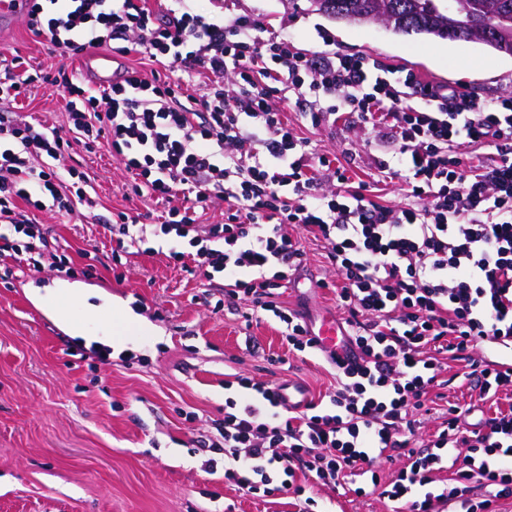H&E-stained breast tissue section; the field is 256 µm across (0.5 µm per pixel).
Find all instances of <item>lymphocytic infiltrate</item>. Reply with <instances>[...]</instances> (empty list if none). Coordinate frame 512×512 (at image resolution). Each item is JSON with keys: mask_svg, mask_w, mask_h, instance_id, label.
<instances>
[{"mask_svg": "<svg viewBox=\"0 0 512 512\" xmlns=\"http://www.w3.org/2000/svg\"><path fill=\"white\" fill-rule=\"evenodd\" d=\"M48 3L57 16L45 17ZM191 3L169 0L159 16L148 0H36L27 26L61 53L134 50L206 81L181 99L130 67L107 90L62 71L53 82L71 98L67 129L0 113V223L13 229L0 233V258L31 264L48 248L27 208H95L86 175L61 157L103 140L137 176L136 192L168 203L162 231L192 247L170 260L223 273L225 299L273 313L301 352L315 345L310 331L276 299L304 259L289 232L302 228L323 243L340 279L336 298L360 361H331L328 405L288 417L273 386L238 377L244 395L227 402L217 437L197 441L209 467L223 465L225 482L251 494L275 473L296 498L307 485L333 491L366 474L370 485L356 494L402 512H499L512 501V410L470 427V408L453 405L424 447L411 438L449 364H463L481 401L512 389V356L474 353L479 339L512 352V97L486 104L465 87L424 85L370 57L309 55L260 19L199 13ZM279 93L306 101L312 126L348 112L370 125L385 152L377 169L402 180L411 204H381L327 157H309ZM411 95L423 106L407 105ZM462 144L488 148L486 160L462 170ZM218 200L223 223H197V210ZM396 458L402 467L381 482L374 466Z\"/></svg>", "mask_w": 512, "mask_h": 512, "instance_id": "1", "label": "lymphocytic infiltrate"}]
</instances>
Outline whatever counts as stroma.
<instances>
[{"mask_svg":"<svg viewBox=\"0 0 512 512\" xmlns=\"http://www.w3.org/2000/svg\"><path fill=\"white\" fill-rule=\"evenodd\" d=\"M226 15L268 20L305 52L372 56L406 67L425 84L463 85L490 103L512 95V57L465 42L394 34L387 27L339 23L312 11L308 0H228ZM0 56L39 74L17 103L0 102L58 128L67 124L68 95L50 82L59 70L82 72L68 56L34 35L24 18L0 32ZM304 104L289 101L285 116L314 156L346 169L351 181H370L378 150L356 115L311 126ZM72 166L89 174L95 211L35 212L37 223L73 262V274L0 260V512H297L287 494L252 496L208 468L200 435H216L227 398L238 396L233 376L290 381L306 398L327 395L334 379L323 357L289 349L277 318L239 303L216 310L224 276L205 278L168 260L187 241L162 235L156 218L164 202L131 189L132 175L106 144L77 148ZM144 215L141 241L115 249L107 229L119 213ZM306 256L278 301L310 318L344 319L336 305V273L318 242L300 236ZM64 285L83 289L90 303L124 312L92 339L73 335L45 312L33 291ZM111 354L99 359L102 337ZM253 338L255 350L244 341ZM435 407L414 440L425 444L440 427L438 410L480 403L464 379L431 389Z\"/></svg>","mask_w":512,"mask_h":512,"instance_id":"stroma-1","label":"stroma"}]
</instances>
